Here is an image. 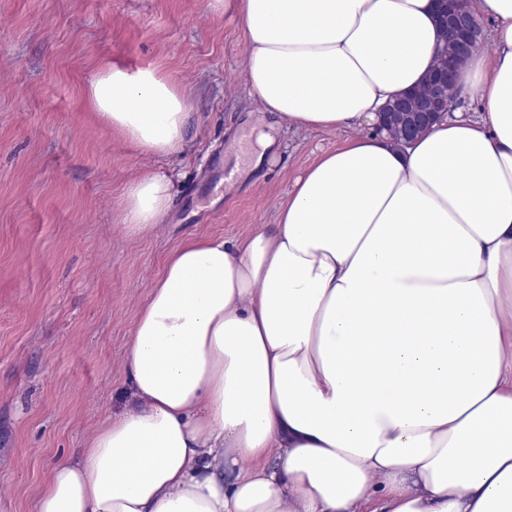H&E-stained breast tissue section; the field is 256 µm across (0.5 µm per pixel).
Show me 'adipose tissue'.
<instances>
[{"label": "adipose tissue", "instance_id": "1", "mask_svg": "<svg viewBox=\"0 0 512 512\" xmlns=\"http://www.w3.org/2000/svg\"><path fill=\"white\" fill-rule=\"evenodd\" d=\"M235 6L261 112L349 136L268 230L169 255L123 409L52 469L36 512H512V0H469L490 46L408 143L378 114L436 62L433 0ZM90 95L143 149L183 147L193 106L165 76L110 67ZM169 196L163 177L132 183L128 233Z\"/></svg>", "mask_w": 512, "mask_h": 512}]
</instances>
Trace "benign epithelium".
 Masks as SVG:
<instances>
[{
	"label": "benign epithelium",
	"mask_w": 512,
	"mask_h": 512,
	"mask_svg": "<svg viewBox=\"0 0 512 512\" xmlns=\"http://www.w3.org/2000/svg\"><path fill=\"white\" fill-rule=\"evenodd\" d=\"M441 11L445 13L443 27L448 31V41L441 52L445 64L430 74L427 97L422 101L409 96L397 99L383 111L389 130L405 142L447 114L456 65L469 55L481 35L478 23L465 9V0H443Z\"/></svg>",
	"instance_id": "obj_1"
}]
</instances>
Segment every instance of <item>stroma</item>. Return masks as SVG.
Here are the masks:
<instances>
[{
    "mask_svg": "<svg viewBox=\"0 0 512 512\" xmlns=\"http://www.w3.org/2000/svg\"><path fill=\"white\" fill-rule=\"evenodd\" d=\"M248 47L217 0H0V512H35L52 468L119 409L129 335L171 252L274 223L295 179L345 139L280 126L275 163L251 171L270 118L246 82ZM106 66L158 71L190 98L183 149L146 151L97 114L89 85ZM155 173L170 207L129 235L127 190Z\"/></svg>",
    "mask_w": 512,
    "mask_h": 512,
    "instance_id": "stroma-1",
    "label": "stroma"
}]
</instances>
